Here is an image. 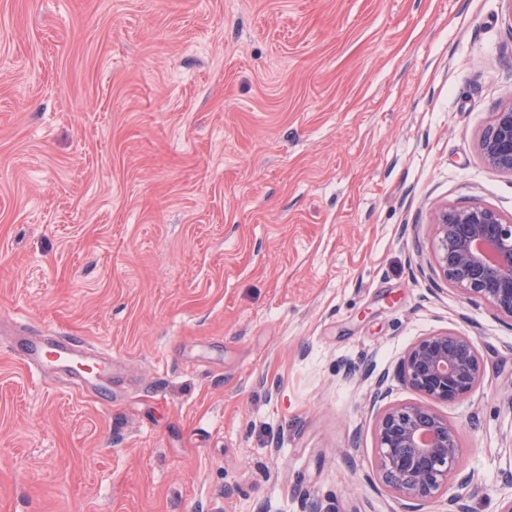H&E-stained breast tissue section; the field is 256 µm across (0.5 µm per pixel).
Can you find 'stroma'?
Returning a JSON list of instances; mask_svg holds the SVG:
<instances>
[{
  "label": "stroma",
  "instance_id": "obj_1",
  "mask_svg": "<svg viewBox=\"0 0 512 512\" xmlns=\"http://www.w3.org/2000/svg\"><path fill=\"white\" fill-rule=\"evenodd\" d=\"M510 95L512 0H0V512H396L371 390L417 400L445 329L498 512L512 328L433 274L431 218L512 216L477 151ZM47 334L111 385L28 368Z\"/></svg>",
  "mask_w": 512,
  "mask_h": 512
}]
</instances>
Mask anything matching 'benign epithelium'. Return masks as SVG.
<instances>
[{
    "label": "benign epithelium",
    "instance_id": "obj_1",
    "mask_svg": "<svg viewBox=\"0 0 512 512\" xmlns=\"http://www.w3.org/2000/svg\"><path fill=\"white\" fill-rule=\"evenodd\" d=\"M485 164L512 175V96L502 103L478 144ZM434 261L446 283L466 300L489 302L512 322V217L481 206L435 212ZM485 368L473 337L455 330L425 336L407 351L400 380L421 400L386 406L377 422V469L406 505L424 512L446 497V512H468L462 491L459 427L435 405H455L480 387Z\"/></svg>",
    "mask_w": 512,
    "mask_h": 512
}]
</instances>
